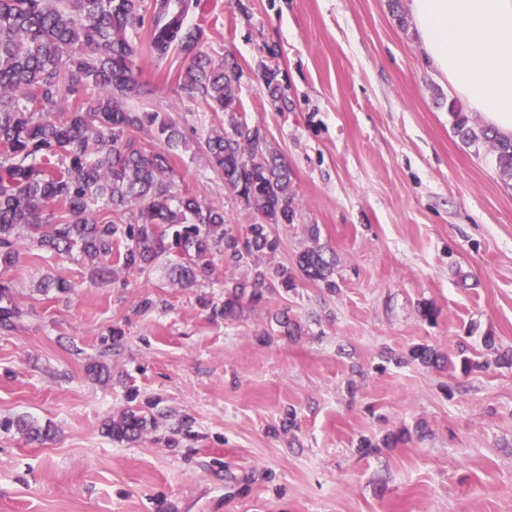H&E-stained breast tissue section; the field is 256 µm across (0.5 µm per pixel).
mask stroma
<instances>
[{"label": "stroma", "mask_w": 512, "mask_h": 512, "mask_svg": "<svg viewBox=\"0 0 512 512\" xmlns=\"http://www.w3.org/2000/svg\"><path fill=\"white\" fill-rule=\"evenodd\" d=\"M154 3L129 33L151 92L128 103L182 125L178 189L222 205L229 223L256 222L207 164L206 133L222 113L178 90V50L153 57ZM185 24L202 29L213 60L236 56L247 121L293 173L300 217L276 227L272 264L293 266L311 244L306 225H318L337 289L302 281L214 320L199 299L223 301L233 268L185 288L163 264L123 288L79 256L22 250L0 267L26 313L0 335V415L56 433L41 444L0 434V512H157L160 496L171 512H512V368L465 375L386 360L417 344L477 360L488 335L512 350V187L488 148L455 137L454 97L415 30L395 25L388 0H200ZM46 274L73 292H42ZM146 298L157 307L137 313ZM425 302L435 323L419 314ZM284 306L302 334L264 341L270 311ZM115 326L124 346L103 355ZM100 357L112 367L104 384L85 374ZM131 387L168 415L156 433L116 443L102 422L126 408ZM182 414L196 439L158 443ZM404 429L409 441L357 451L360 437Z\"/></svg>", "instance_id": "35a3bbf8"}]
</instances>
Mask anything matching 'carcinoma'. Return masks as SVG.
<instances>
[{
	"mask_svg": "<svg viewBox=\"0 0 512 512\" xmlns=\"http://www.w3.org/2000/svg\"><path fill=\"white\" fill-rule=\"evenodd\" d=\"M142 7L143 0H0V265L14 266L23 245L54 255L75 251L99 278L116 282L163 259L182 285L202 287L213 282L219 256L224 265L246 270L241 278L224 279L223 302L201 299L212 318L226 321L295 290L299 278L336 290V254L318 244L315 224L306 226L313 246L296 255V271L269 262L280 246L273 227L298 221L292 171L261 126L240 112L234 56L212 61L199 49L202 30L184 24L186 0H158L161 26L154 29L152 52L161 60L176 48L188 60L177 76L180 90L190 98L201 94L211 111L224 113L223 126L205 139L208 161L224 178V191L260 221L241 232L226 222L222 207L176 189L173 159L185 142L183 129L165 112L139 111L126 102L137 88V52L127 32L141 21ZM64 90L73 97L69 111L49 112ZM448 112L455 136L467 146L490 147L500 179L512 186V139L453 103ZM23 317L10 284L1 282L0 332H14ZM302 331L284 308L272 314L266 336L293 338ZM483 345V360L460 359L462 373L512 367V352L500 351L494 337H484ZM390 360L456 365L428 344ZM85 374L98 383L111 378L109 366L96 360ZM139 396L129 389L128 406L103 421L112 441L135 443L166 416L160 401ZM11 432L43 442L53 428L1 416L0 433ZM408 437H362L357 448L370 454ZM195 438L194 420L184 415L161 440L176 447Z\"/></svg>",
	"mask_w": 512,
	"mask_h": 512,
	"instance_id": "cac0c4a2",
	"label": "carcinoma"
}]
</instances>
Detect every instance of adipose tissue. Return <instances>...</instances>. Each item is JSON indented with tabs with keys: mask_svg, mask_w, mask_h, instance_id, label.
Returning a JSON list of instances; mask_svg holds the SVG:
<instances>
[{
	"mask_svg": "<svg viewBox=\"0 0 512 512\" xmlns=\"http://www.w3.org/2000/svg\"><path fill=\"white\" fill-rule=\"evenodd\" d=\"M431 71L512 137V0H408Z\"/></svg>",
	"mask_w": 512,
	"mask_h": 512,
	"instance_id": "ef3b65f1",
	"label": "adipose tissue"
}]
</instances>
